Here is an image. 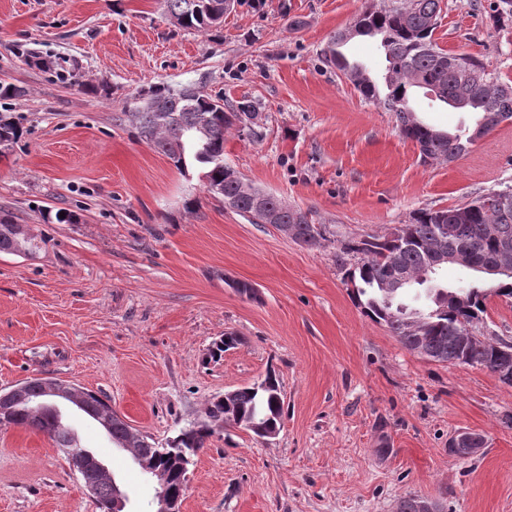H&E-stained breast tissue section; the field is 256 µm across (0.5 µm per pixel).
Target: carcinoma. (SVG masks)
Segmentation results:
<instances>
[{
  "mask_svg": "<svg viewBox=\"0 0 512 512\" xmlns=\"http://www.w3.org/2000/svg\"><path fill=\"white\" fill-rule=\"evenodd\" d=\"M213 0H165L166 13L172 23L180 28L196 31L217 29L222 22L211 15ZM441 0H401V4L387 10L371 8L360 15L366 28L381 36L389 68L383 75L387 89L380 97L374 80L350 64L340 47L345 43V32L334 35L324 55L327 65L337 70L360 76L355 87L360 94L383 104L395 113L400 134L415 141L420 154L426 159L446 161L456 159L473 144L472 137L440 132L419 122L407 107L413 89L436 92L437 100L455 109L480 114L477 126L488 133L503 122H512V86L500 82L476 57L457 54L448 61V53L433 38L437 28ZM25 61L42 71H52L56 77L71 85L79 83L77 73L67 71L56 60L45 57L32 49H21ZM250 107H259L251 100H241L225 105L214 100L193 85L171 87L149 85L127 101L125 112L136 121L140 137L151 143L180 169L185 164L187 152L205 167L206 191L216 198L236 201V212L249 217L253 224L263 223L262 213L252 207L251 200L239 195L240 174L224 162V135L234 128L236 113ZM170 116L169 125L156 122V111ZM21 136L19 125L0 117V145L15 142ZM179 140L181 150L174 152L170 143ZM496 191L453 207L438 210H421L405 225L406 237L393 238L391 234L369 235L350 240L342 245V252L358 258L350 274L351 281H359L357 296L365 313L373 321L385 324L390 332L409 351L429 360L442 363L479 365L489 371L496 370L498 354L503 343L483 338L464 342L474 331L485 313L486 294L483 287L474 284L467 288L466 301L456 309L448 310L433 304L422 313L410 311L414 324L407 325L395 304L399 294L414 285L432 283L441 265L434 264L433 254L465 250L469 253L470 270L484 273L483 267L498 260L502 250L512 249V204L499 208L495 203ZM464 211L463 219L458 212ZM455 225L448 233V225ZM324 238L322 228L309 223L297 225L295 241L315 246ZM36 247L34 238L21 233V225L14 223L8 214L0 215V252L27 254ZM240 338L231 333L228 340L216 341L209 350V357L217 359L222 353L235 348ZM68 402L79 407L93 418H102L112 443L118 448H135L151 451V437L131 439L133 428L115 412L98 394L78 389L65 382ZM25 401L17 402L0 415L14 426L28 427L49 436L58 448H71L76 442L72 429L66 427L60 414L33 404L42 389L40 379L32 378L20 385ZM232 408L211 399L204 415L197 420L181 447L191 457H196L205 447L216 429L224 426L225 416L235 412L246 419L272 422L281 426L284 417V399L280 382L275 375L266 376L261 382L235 389Z\"/></svg>",
  "mask_w": 512,
  "mask_h": 512,
  "instance_id": "cac0c4a2",
  "label": "carcinoma"
}]
</instances>
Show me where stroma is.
I'll return each instance as SVG.
<instances>
[{"mask_svg": "<svg viewBox=\"0 0 512 512\" xmlns=\"http://www.w3.org/2000/svg\"><path fill=\"white\" fill-rule=\"evenodd\" d=\"M395 3L238 0L223 27L196 32L174 26L163 0H0V78L25 91L0 100L23 128L0 146V211L39 243L0 253V391L53 377L97 392L162 443L213 396L273 370L278 436L225 426L191 467L181 512H397L407 496L446 512H512V385L405 349L364 314L354 261L340 252L420 210L512 190V123L453 162L426 161L393 113L325 64L337 30ZM499 4L442 0L433 37L512 84V18L498 20ZM21 46L65 59L80 84L27 65ZM342 52L374 77L388 67L376 38ZM103 81L111 98L86 91ZM151 83L255 101L263 126L227 133L224 160L308 213L324 240L307 246L250 223L207 193L201 166L176 169L142 140L124 110ZM409 107L451 134L478 120L417 91ZM59 211L76 223L57 222ZM485 304L477 335L512 343V298ZM227 332L241 345L207 362ZM59 409L130 512H152L155 487L131 456L72 404ZM461 431L484 437L477 455L449 451ZM0 512L99 510L46 434L12 426L0 428Z\"/></svg>", "mask_w": 512, "mask_h": 512, "instance_id": "stroma-1", "label": "stroma"}]
</instances>
